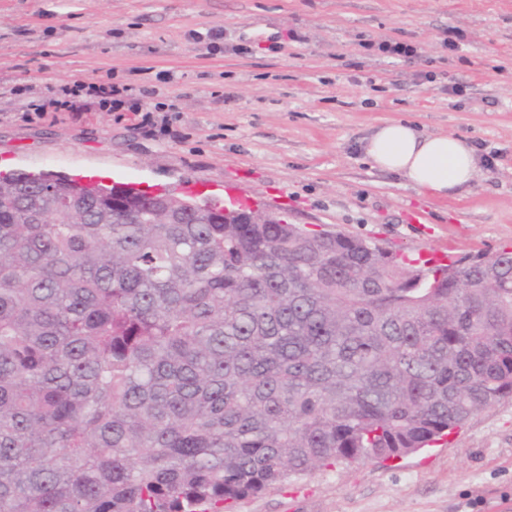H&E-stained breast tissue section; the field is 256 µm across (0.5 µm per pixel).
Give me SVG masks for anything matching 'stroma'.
Returning <instances> with one entry per match:
<instances>
[{"label":"stroma","mask_w":512,"mask_h":512,"mask_svg":"<svg viewBox=\"0 0 512 512\" xmlns=\"http://www.w3.org/2000/svg\"><path fill=\"white\" fill-rule=\"evenodd\" d=\"M382 38L418 52L359 45ZM99 81L140 90L139 111L86 95L54 118L21 110ZM387 120L474 145L472 181L435 198L374 168L363 143ZM1 162L195 183L387 251L512 249V0H0ZM228 512H512V396L445 445L306 473Z\"/></svg>","instance_id":"35a3bbf8"}]
</instances>
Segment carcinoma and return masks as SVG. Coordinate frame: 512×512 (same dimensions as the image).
Wrapping results in <instances>:
<instances>
[{
	"mask_svg": "<svg viewBox=\"0 0 512 512\" xmlns=\"http://www.w3.org/2000/svg\"><path fill=\"white\" fill-rule=\"evenodd\" d=\"M512 395V250L430 267L0 174V512H224Z\"/></svg>",
	"mask_w": 512,
	"mask_h": 512,
	"instance_id": "cac0c4a2",
	"label": "carcinoma"
}]
</instances>
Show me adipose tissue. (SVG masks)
<instances>
[{
	"mask_svg": "<svg viewBox=\"0 0 512 512\" xmlns=\"http://www.w3.org/2000/svg\"><path fill=\"white\" fill-rule=\"evenodd\" d=\"M373 167L403 176L419 190L438 197L469 183L477 169L475 149L453 135H430L401 121L374 128L364 143Z\"/></svg>",
	"mask_w": 512,
	"mask_h": 512,
	"instance_id": "1",
	"label": "adipose tissue"
}]
</instances>
